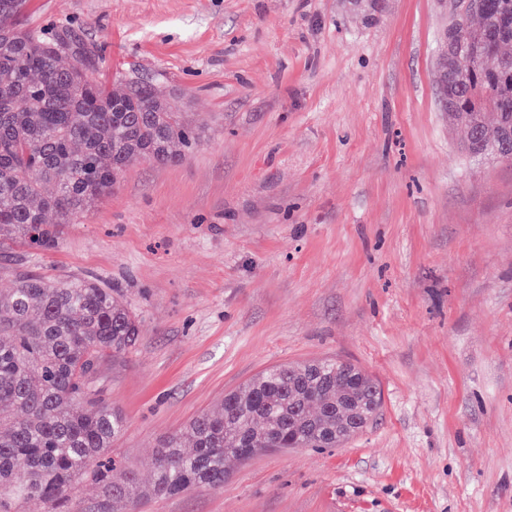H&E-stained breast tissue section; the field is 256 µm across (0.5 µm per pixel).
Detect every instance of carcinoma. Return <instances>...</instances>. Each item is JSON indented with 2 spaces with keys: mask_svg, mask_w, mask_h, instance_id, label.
<instances>
[{
  "mask_svg": "<svg viewBox=\"0 0 512 512\" xmlns=\"http://www.w3.org/2000/svg\"><path fill=\"white\" fill-rule=\"evenodd\" d=\"M444 74L446 112L467 130L465 152L480 148L512 163V0H463ZM27 0H0V250L12 243L56 246L142 158L178 162L200 126L147 83L95 74L66 32L23 23ZM139 339L136 316L94 279L50 280L26 271L0 292V512L36 497L44 512H71L70 491L92 478L94 512L120 503L136 512L138 481L112 480V440L125 418L91 386L102 359ZM378 384L337 360L265 369L201 413L156 449L153 493L172 496L224 487V456L264 448H333L362 432L380 408Z\"/></svg>",
  "mask_w": 512,
  "mask_h": 512,
  "instance_id": "obj_1",
  "label": "carcinoma"
}]
</instances>
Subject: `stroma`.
<instances>
[{
  "label": "stroma",
  "instance_id": "35a3bbf8",
  "mask_svg": "<svg viewBox=\"0 0 512 512\" xmlns=\"http://www.w3.org/2000/svg\"><path fill=\"white\" fill-rule=\"evenodd\" d=\"M104 80L200 121L179 162L130 164L15 270L95 278L141 321L92 386L137 512H512V163L471 158L435 100L438 0H29ZM335 359L381 408L333 448L227 458L224 486L151 491L156 445L265 369Z\"/></svg>",
  "mask_w": 512,
  "mask_h": 512
}]
</instances>
